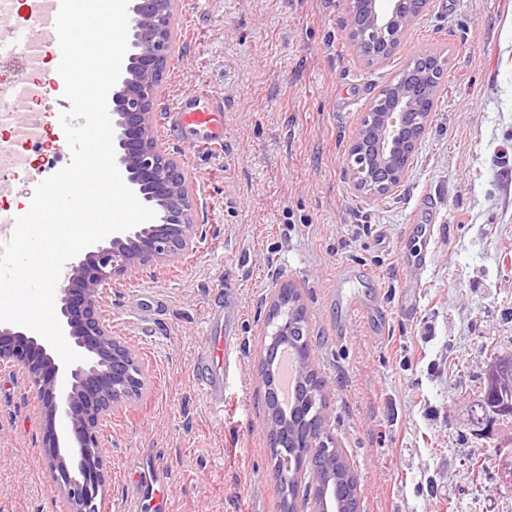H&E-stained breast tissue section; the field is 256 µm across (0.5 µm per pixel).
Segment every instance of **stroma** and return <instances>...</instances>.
<instances>
[{
  "instance_id": "35a3bbf8",
  "label": "stroma",
  "mask_w": 512,
  "mask_h": 512,
  "mask_svg": "<svg viewBox=\"0 0 512 512\" xmlns=\"http://www.w3.org/2000/svg\"><path fill=\"white\" fill-rule=\"evenodd\" d=\"M343 0H179L156 113L187 90L224 103V146L157 121L187 178L197 226L182 261L113 281L101 312L149 370V393L104 419L100 512H126L132 476L168 471V512H279L267 455L265 298L283 285L306 307L311 360L359 512H512L494 470L495 422H470L493 348L512 347V0H432L377 66L341 29ZM445 52L448 77L404 183L353 191L347 150L362 112L416 54ZM64 87L40 103L46 159L66 142ZM415 301L413 314L401 306ZM231 297L239 339L224 408L204 401L196 363L205 314ZM367 316L348 314L351 300ZM23 376L0 364V512H60Z\"/></svg>"
}]
</instances>
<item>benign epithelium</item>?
I'll return each mask as SVG.
<instances>
[{
    "instance_id": "benign-epithelium-1",
    "label": "benign epithelium",
    "mask_w": 512,
    "mask_h": 512,
    "mask_svg": "<svg viewBox=\"0 0 512 512\" xmlns=\"http://www.w3.org/2000/svg\"><path fill=\"white\" fill-rule=\"evenodd\" d=\"M176 0H130L127 61L112 90V128L115 162L134 194L155 212L154 222L139 224L84 250L60 286L58 320L68 344L83 360L66 366L43 338L0 326V362L21 371L33 391L42 417L41 454L52 487L69 504L70 512H99L98 497L106 482L99 445V426L113 411L139 402L150 386L139 355L112 335L100 313L103 290L112 281L148 264L175 263L193 247L194 202L179 161L151 144L156 112L154 88L160 61L168 58ZM430 0H344L343 30L356 54L371 64L387 60L427 9ZM449 62L439 54L432 68L411 71L405 81L383 86L369 111L362 113L348 147L352 189L369 199L386 196L404 182L415 147L429 126L432 113L421 102L434 94L431 78ZM301 306L290 286L276 289L267 299L264 345L259 361L264 396H277L275 358L285 348L284 337L295 336L306 346L304 319L292 317ZM320 386L308 392L307 412L320 422L319 440L305 459L284 457L272 463L281 476L299 473L311 504L310 512H333L336 490L325 485L305 460L317 449L336 453V438L318 398ZM267 447L278 448L288 435V423L269 410Z\"/></svg>"
}]
</instances>
